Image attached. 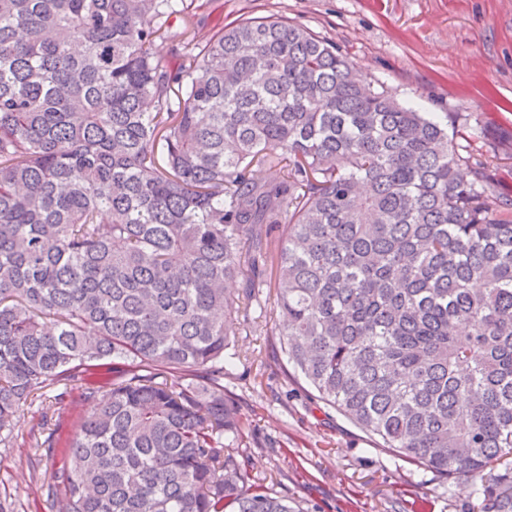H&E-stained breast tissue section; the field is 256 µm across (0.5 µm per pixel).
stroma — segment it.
I'll list each match as a JSON object with an SVG mask.
<instances>
[{"label": "stroma", "instance_id": "obj_1", "mask_svg": "<svg viewBox=\"0 0 512 512\" xmlns=\"http://www.w3.org/2000/svg\"><path fill=\"white\" fill-rule=\"evenodd\" d=\"M217 29L243 18L285 17L309 27L360 68L372 87L429 112L469 115L474 131L500 145L492 172L512 195V0H199ZM277 291L241 323L240 355L224 385L250 426L238 461L296 512H472V484L411 464L363 432L294 375L272 336ZM51 409L28 402L0 444V504L8 512H56L64 496L54 479L85 412L82 389ZM53 437L56 448L39 446Z\"/></svg>", "mask_w": 512, "mask_h": 512}]
</instances>
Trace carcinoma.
Here are the masks:
<instances>
[{"mask_svg": "<svg viewBox=\"0 0 512 512\" xmlns=\"http://www.w3.org/2000/svg\"><path fill=\"white\" fill-rule=\"evenodd\" d=\"M197 11L0 0V433L75 383L60 512H295L228 452L231 337L274 286V335L323 402L512 512L498 149L303 25L176 24Z\"/></svg>", "mask_w": 512, "mask_h": 512, "instance_id": "1", "label": "carcinoma"}]
</instances>
